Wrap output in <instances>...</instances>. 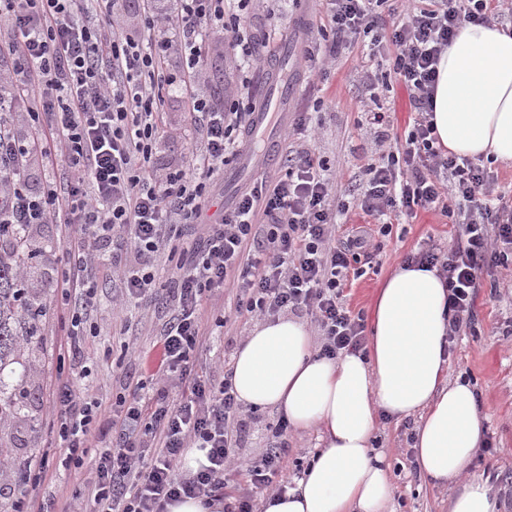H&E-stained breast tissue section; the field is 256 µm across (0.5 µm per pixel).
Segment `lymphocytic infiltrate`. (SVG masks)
<instances>
[{"label":"lymphocytic infiltrate","instance_id":"1","mask_svg":"<svg viewBox=\"0 0 512 512\" xmlns=\"http://www.w3.org/2000/svg\"><path fill=\"white\" fill-rule=\"evenodd\" d=\"M121 0H0V19L12 35L0 39L11 71L0 75V224L65 226L68 261L61 303L69 311V347L81 356L100 288V268L111 267L128 296L161 309L159 360L137 380L132 398H120L113 417L88 395L90 366L76 365L50 403L63 456L55 466L72 482L71 506L45 512H167L184 499L223 501L224 512H254L247 493H227L230 476L275 494L288 466V423L268 429L263 452L242 458L235 449L251 429L231 373L201 378L193 360L208 340L204 314L226 290L236 293V316H310L321 331L320 355L366 348L362 315L352 313L344 289L383 250L391 215L416 209L440 213L457 227L448 249L436 245L405 256V263L438 269L448 290L449 337L472 328L483 272L512 260V202L495 191L487 166L442 152L431 121L437 62L462 25L492 24L512 14V0H325L306 31L303 63L323 72L339 48L369 38L373 56L392 62L416 118L393 138L386 112L361 105L372 130L375 157L356 202L382 217L377 232L340 240L336 217L347 206L334 192L327 166L305 145L288 150L283 177L245 187L221 221L204 213L224 162L242 150L249 113L213 107L199 86L202 43L225 32L234 54L264 61L274 53L278 28L256 36L250 0L226 13L224 0H180L162 17L159 0H146L143 26L113 28ZM406 23L388 27L386 15ZM183 60L180 78L168 69L172 48ZM176 86L206 131L203 149L184 166L160 170L153 161L167 86ZM24 105L26 137L7 116ZM63 162L65 178L34 190L26 182L32 158ZM205 224L201 246L178 265L169 288L159 287L157 262L182 224ZM135 262H128V255ZM180 387L172 395L171 387ZM205 450L207 463L186 469L188 449Z\"/></svg>","mask_w":512,"mask_h":512}]
</instances>
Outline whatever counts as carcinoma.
I'll return each instance as SVG.
<instances>
[{
  "label": "carcinoma",
  "instance_id": "obj_1",
  "mask_svg": "<svg viewBox=\"0 0 512 512\" xmlns=\"http://www.w3.org/2000/svg\"><path fill=\"white\" fill-rule=\"evenodd\" d=\"M0 236L10 242L8 249L0 247V423H9L26 417L24 347L42 345L39 323L45 306L20 288L19 271L35 258L25 230L13 226L7 232L1 230Z\"/></svg>",
  "mask_w": 512,
  "mask_h": 512
}]
</instances>
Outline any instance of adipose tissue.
<instances>
[{"label": "adipose tissue", "instance_id": "adipose-tissue-1", "mask_svg": "<svg viewBox=\"0 0 512 512\" xmlns=\"http://www.w3.org/2000/svg\"><path fill=\"white\" fill-rule=\"evenodd\" d=\"M437 147L512 164V27L468 24L438 63ZM365 353L317 357L303 322L282 317L251 330L233 359L238 400L284 413L324 445L294 487L264 512H394L389 465L372 441L381 418L419 415L416 466L427 482L460 483L448 512H503L488 483L469 478L483 441L469 382L446 378L448 290L436 270L394 268L369 309Z\"/></svg>", "mask_w": 512, "mask_h": 512}]
</instances>
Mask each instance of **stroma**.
<instances>
[{"label": "stroma", "mask_w": 512, "mask_h": 512, "mask_svg": "<svg viewBox=\"0 0 512 512\" xmlns=\"http://www.w3.org/2000/svg\"><path fill=\"white\" fill-rule=\"evenodd\" d=\"M249 8L257 31L280 22L284 25L283 35L268 65L249 71L236 64L221 32H213L205 38L203 56L208 78L201 91L218 107L229 105L245 81L250 82L255 100H262L267 69L282 67L284 59L303 57L304 41L297 33L294 18L302 15L314 19L324 5L322 0H251ZM363 62L360 46L340 49L323 77L304 79L288 112L293 118L300 112L315 111L320 98L327 104L321 116L322 127L309 147L316 157L336 170L337 194L350 204L344 224L336 229L340 238L350 226L370 221L369 216L352 203L363 170L371 159L372 133L355 106L357 97L367 93L362 80ZM378 94L394 132L408 131L415 112L405 87L394 80L388 87L379 88ZM167 100L162 118L164 136L154 150L155 163L161 168L182 165L188 149L203 147L206 140L203 126L192 121L181 94L169 93ZM284 172L280 161L268 168L258 161L247 162L243 157H236L224 167L226 179L208 205V219H218L240 190L254 179L273 180ZM452 233L453 228L444 217L422 209L416 216L394 225L391 235L384 240L382 254L374 259L363 276L346 288L349 309L368 313L376 288L392 268L401 264L403 255L428 243L447 247ZM31 238L41 256L38 265L27 269L24 279L28 292L47 304L41 323L43 347L29 357L33 371L25 384L29 413L36 418L37 425L32 428L24 423L10 424L0 429V443L12 448L17 458L37 465L56 451L58 440L48 404L62 368L71 366L72 361L65 348V318L56 286V271L65 248L61 228L52 221L36 224L31 229ZM102 278L105 287L91 315L97 333L86 337L84 352L93 363L90 396L109 406L116 397L129 393L137 380L139 365L134 355L126 354V344H133L137 352L156 356L157 338L165 318L153 306L142 304L129 307L126 324L113 322L112 298L120 294L121 284L113 280L108 271L103 272ZM511 279L512 271L501 267L485 274V286L476 299L477 321L473 330L455 339L448 363L449 379L460 376L471 383L477 405L485 417V441L490 450L476 457L474 472L488 478L498 490L503 488L505 478L512 477V288L506 286ZM222 304L226 323L211 349L203 352L197 362L198 370L207 373L214 372L219 356L234 357L255 324L254 319L235 316L233 295H225ZM374 445L383 449L389 458L393 496L401 512H448V497L454 487L450 484L436 487L421 479L414 463L412 432L405 421L383 420Z\"/></svg>", "instance_id": "stroma-1"}]
</instances>
